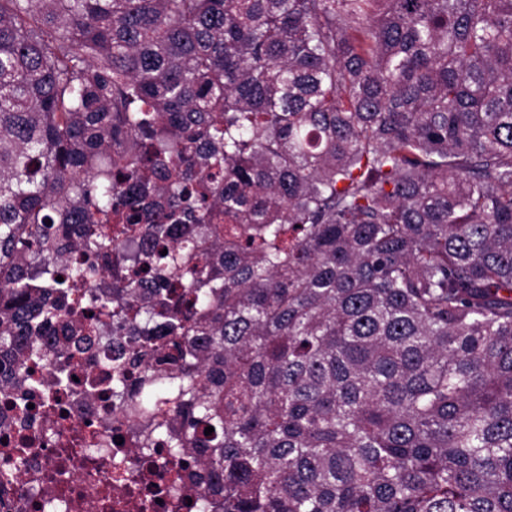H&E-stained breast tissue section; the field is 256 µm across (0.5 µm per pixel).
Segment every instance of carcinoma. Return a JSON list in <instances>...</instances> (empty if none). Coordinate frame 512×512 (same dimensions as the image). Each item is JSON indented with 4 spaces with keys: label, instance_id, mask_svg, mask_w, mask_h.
<instances>
[{
    "label": "carcinoma",
    "instance_id": "cac0c4a2",
    "mask_svg": "<svg viewBox=\"0 0 512 512\" xmlns=\"http://www.w3.org/2000/svg\"><path fill=\"white\" fill-rule=\"evenodd\" d=\"M136 224L201 495L512 512V0H0V352Z\"/></svg>",
    "mask_w": 512,
    "mask_h": 512
}]
</instances>
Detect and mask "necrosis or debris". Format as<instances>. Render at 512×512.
Masks as SVG:
<instances>
[{
    "mask_svg": "<svg viewBox=\"0 0 512 512\" xmlns=\"http://www.w3.org/2000/svg\"><path fill=\"white\" fill-rule=\"evenodd\" d=\"M85 325L73 321L55 333L29 337L17 356L22 365L0 380V512H100L105 496L122 503L117 512H188L199 489L182 466L188 451L175 452L178 439L174 395L139 410L104 399L102 381L112 377V317L96 324L91 347L79 352L74 342ZM41 354L27 364L29 348ZM77 384L60 389L61 373ZM32 406V417L21 409ZM164 428L167 440L146 449L148 435ZM30 443L32 452L16 463L14 450Z\"/></svg>",
    "mask_w": 512,
    "mask_h": 512,
    "instance_id": "obj_1",
    "label": "necrosis or debris"
}]
</instances>
